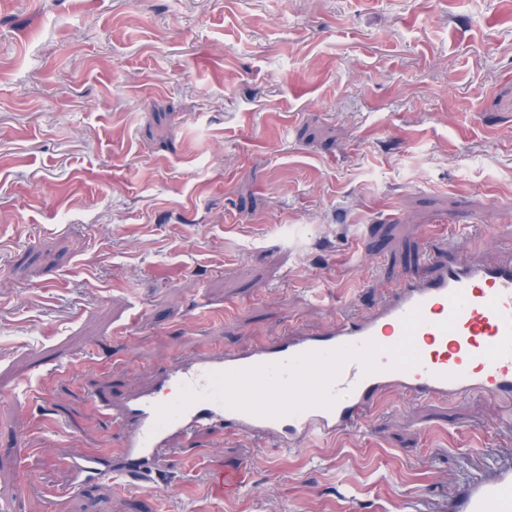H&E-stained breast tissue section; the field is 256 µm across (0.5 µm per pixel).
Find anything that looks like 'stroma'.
Returning <instances> with one entry per match:
<instances>
[{
    "instance_id": "35a3bbf8",
    "label": "stroma",
    "mask_w": 512,
    "mask_h": 512,
    "mask_svg": "<svg viewBox=\"0 0 512 512\" xmlns=\"http://www.w3.org/2000/svg\"><path fill=\"white\" fill-rule=\"evenodd\" d=\"M451 249L512 260V0H0V512H442L512 460L504 400L396 392L290 453L205 430L150 488L67 459L174 361ZM249 469L250 464L245 461L237 468L215 471L212 477V488L214 492L226 497L236 495L245 482Z\"/></svg>"
}]
</instances>
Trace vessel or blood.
I'll use <instances>...</instances> for the list:
<instances>
[{
  "instance_id": "obj_1",
  "label": "vessel or blood",
  "mask_w": 512,
  "mask_h": 512,
  "mask_svg": "<svg viewBox=\"0 0 512 512\" xmlns=\"http://www.w3.org/2000/svg\"><path fill=\"white\" fill-rule=\"evenodd\" d=\"M391 390L512 397V264L452 255L428 275L406 277L371 317L177 364L107 409L124 468L88 453L68 467L80 482L126 477L145 487L158 481L172 439L219 426L296 447L361 424ZM249 468L215 471L214 492L236 495ZM447 510L512 512V462L466 482Z\"/></svg>"
}]
</instances>
